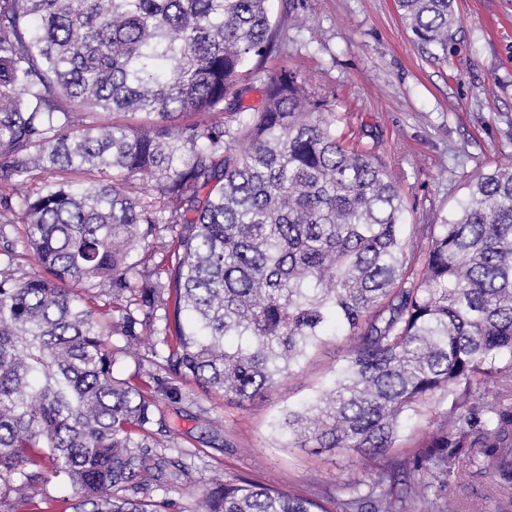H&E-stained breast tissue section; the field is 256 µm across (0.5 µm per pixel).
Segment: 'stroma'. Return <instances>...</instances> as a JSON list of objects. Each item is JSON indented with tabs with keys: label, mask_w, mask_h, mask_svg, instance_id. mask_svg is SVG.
<instances>
[{
	"label": "stroma",
	"mask_w": 512,
	"mask_h": 512,
	"mask_svg": "<svg viewBox=\"0 0 512 512\" xmlns=\"http://www.w3.org/2000/svg\"><path fill=\"white\" fill-rule=\"evenodd\" d=\"M269 5L288 39L289 67L310 90L334 98L341 129L390 164L411 223H434L479 172L512 169V0H454L456 51L444 63L420 57L395 0H301V28L288 23V0ZM350 348L348 337L325 338L254 401L239 404L188 383L199 403L222 419L233 445L197 446L194 423L180 421V444L193 454L192 477L169 487L165 497L191 507L194 492L219 477L321 492L360 476L356 457L276 447L270 428L280 409L330 381ZM446 492L458 512H500L488 477L467 485L449 476Z\"/></svg>",
	"instance_id": "1"
}]
</instances>
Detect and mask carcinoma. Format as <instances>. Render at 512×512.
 <instances>
[{"instance_id": "cac0c4a2", "label": "carcinoma", "mask_w": 512, "mask_h": 512, "mask_svg": "<svg viewBox=\"0 0 512 512\" xmlns=\"http://www.w3.org/2000/svg\"><path fill=\"white\" fill-rule=\"evenodd\" d=\"M396 6L447 59L453 0ZM280 47L267 0H0V512H175L151 493L190 480L178 420L232 446L183 381L252 400L338 329L345 364L272 429L370 476L321 495L218 479L190 512H431L409 475L453 457L473 478L467 448L512 503V170L408 223L389 165ZM434 398L436 429L393 453ZM51 483L73 497L35 500Z\"/></svg>"}]
</instances>
